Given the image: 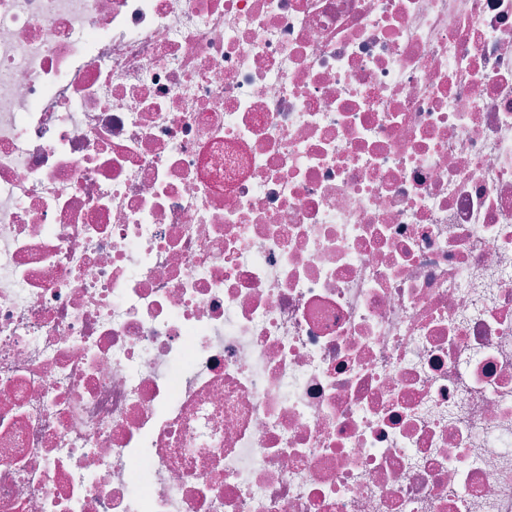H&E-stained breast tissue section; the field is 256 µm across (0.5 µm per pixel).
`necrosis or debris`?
I'll return each mask as SVG.
<instances>
[{"label": "necrosis or debris", "mask_w": 512, "mask_h": 512, "mask_svg": "<svg viewBox=\"0 0 512 512\" xmlns=\"http://www.w3.org/2000/svg\"><path fill=\"white\" fill-rule=\"evenodd\" d=\"M0 512H512V0H0Z\"/></svg>", "instance_id": "1"}]
</instances>
